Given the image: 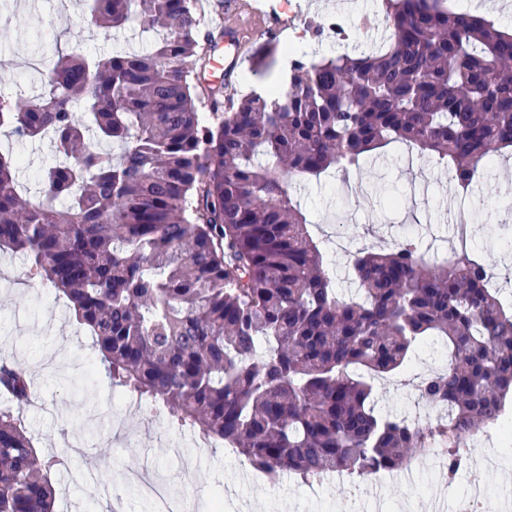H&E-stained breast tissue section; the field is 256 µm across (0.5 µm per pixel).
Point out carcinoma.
<instances>
[{
  "instance_id": "obj_1",
  "label": "carcinoma",
  "mask_w": 512,
  "mask_h": 512,
  "mask_svg": "<svg viewBox=\"0 0 512 512\" xmlns=\"http://www.w3.org/2000/svg\"><path fill=\"white\" fill-rule=\"evenodd\" d=\"M88 2L95 26L134 18L158 40L101 59L56 47L37 93H0V134L48 136L58 158L28 198L0 152V251L64 295L113 386L267 475L391 471L440 435L454 479L464 441L512 409V300L467 246L437 260L417 234L357 250L359 294L342 295L289 178L347 173L396 143L468 199L512 150V32L444 0H382V45L295 58L284 87L222 108L200 83L196 0ZM280 56L266 39L254 73ZM437 337L448 368L417 397L448 420L380 415L373 381ZM0 391V512H53L57 461L19 417L33 397L22 364L0 363Z\"/></svg>"
}]
</instances>
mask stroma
Returning <instances> with one entry per match:
<instances>
[{
  "mask_svg": "<svg viewBox=\"0 0 512 512\" xmlns=\"http://www.w3.org/2000/svg\"><path fill=\"white\" fill-rule=\"evenodd\" d=\"M264 19L261 32L273 33L278 44L304 38L301 48L308 59L335 55L338 43L316 35L328 18L342 24L351 49L371 47L386 34L385 16L377 0H347L337 9L335 0H256ZM201 28L215 36L200 74L204 86L230 82L234 96L251 92L256 84L250 55L260 32L251 31L245 54L232 73L224 71L223 37L213 20L216 0H200ZM151 34L139 28L103 30L91 24L85 0H9L0 11V89L31 94L38 84L29 62L35 51L61 43L79 44L93 56L141 51ZM0 151L19 155L17 172L22 192H38L40 171L54 161L49 138H0ZM291 188L313 223V234L324 243L336 283L351 292V256L361 248L391 245L404 233L419 231L425 247L452 249L459 205L447 172L409 157L403 147L370 160L361 169L331 172L320 179H295ZM479 215L470 224L472 243L493 266L496 285L512 275V236L501 227L504 206L512 203V159L498 161L476 189ZM26 262L17 252L0 254V362L25 364L36 401L22 415L39 455L56 456L60 464L51 474L55 489L54 512H154V503L127 482L137 469L163 479L184 512H211L215 496H223L228 512H419L433 500L453 504L470 491L469 470L479 467L467 457L455 481L439 478L440 459L420 454L410 481L364 485L352 492L335 481L312 488L291 474L276 482L259 483L242 456L221 443L194 437L178 426L163 405L148 400L130 402L112 387L104 372H91L98 354L87 331L72 318L63 297H44L38 280L25 275ZM439 349L429 348L417 359L408 376L392 375L379 382V408L390 415L424 413L418 404V377L442 370ZM485 457L494 461L484 469L486 495L512 501V446L492 439L482 443Z\"/></svg>",
  "mask_w": 512,
  "mask_h": 512,
  "instance_id": "stroma-1",
  "label": "stroma"
}]
</instances>
